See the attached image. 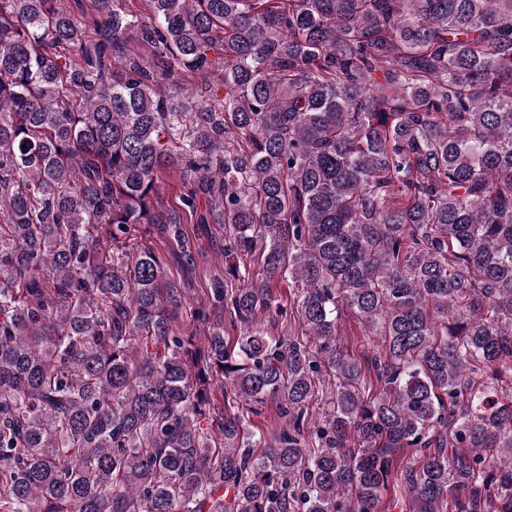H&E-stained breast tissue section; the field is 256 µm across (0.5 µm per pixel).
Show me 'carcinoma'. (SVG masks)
<instances>
[{
  "mask_svg": "<svg viewBox=\"0 0 512 512\" xmlns=\"http://www.w3.org/2000/svg\"><path fill=\"white\" fill-rule=\"evenodd\" d=\"M142 4L0 0V512H512V0ZM341 341L350 354L363 355L369 348L367 337L362 335L358 320L350 313H345L342 320Z\"/></svg>",
  "mask_w": 512,
  "mask_h": 512,
  "instance_id": "obj_1",
  "label": "carcinoma"
}]
</instances>
